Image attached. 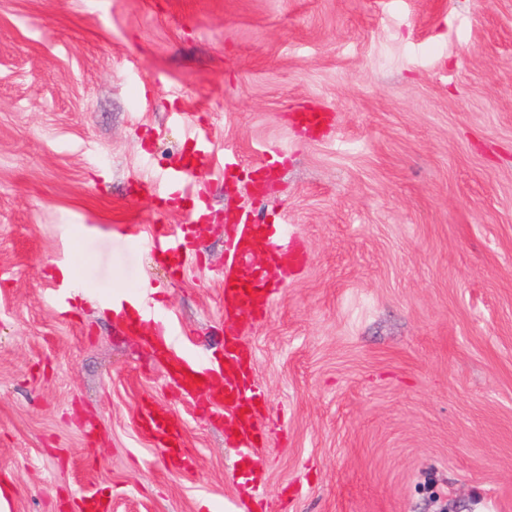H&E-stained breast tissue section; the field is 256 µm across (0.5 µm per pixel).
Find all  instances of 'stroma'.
<instances>
[{"label": "stroma", "instance_id": "1", "mask_svg": "<svg viewBox=\"0 0 512 512\" xmlns=\"http://www.w3.org/2000/svg\"><path fill=\"white\" fill-rule=\"evenodd\" d=\"M193 131L210 222L174 280L122 228L184 223L135 185ZM263 160L303 264L228 321L224 212ZM138 284L186 352L242 330L263 469L101 306ZM4 483L10 512H512V0H0ZM137 423L144 433L167 448L180 466L189 465V456L176 419L157 407L145 405L138 413Z\"/></svg>", "mask_w": 512, "mask_h": 512}]
</instances>
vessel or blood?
Segmentation results:
<instances>
[{
	"mask_svg": "<svg viewBox=\"0 0 512 512\" xmlns=\"http://www.w3.org/2000/svg\"><path fill=\"white\" fill-rule=\"evenodd\" d=\"M209 153V144L202 137H194L191 154L182 155L163 174L153 191H164L171 198L199 202L202 196L195 190L192 179L201 160ZM233 234L224 247V315L237 317L247 312L261 316L270 306L277 288L270 272L299 261L297 245H285L284 227L280 224H264L255 210L244 209L233 215ZM199 227L195 224L171 230L167 225H154L147 237L131 236V243L139 249L153 253L159 262L172 273L185 271L187 258L197 248ZM113 306L133 308L129 318L131 329L149 327L156 334L149 343L157 357L168 369L171 382L184 394L208 397L213 403L223 405L226 412L237 421V441L253 464L261 458L255 449L259 445L261 429L255 418L261 394L252 385L251 357L236 331L225 334L224 345L216 358H199L186 353L176 354L177 339L168 325L160 324L154 305L146 303L142 296L131 293L113 299ZM140 429L167 448L179 465L189 463L183 435L176 419L157 407L147 405L137 417Z\"/></svg>",
	"mask_w": 512,
	"mask_h": 512,
	"instance_id": "1",
	"label": "vessel or blood"
}]
</instances>
